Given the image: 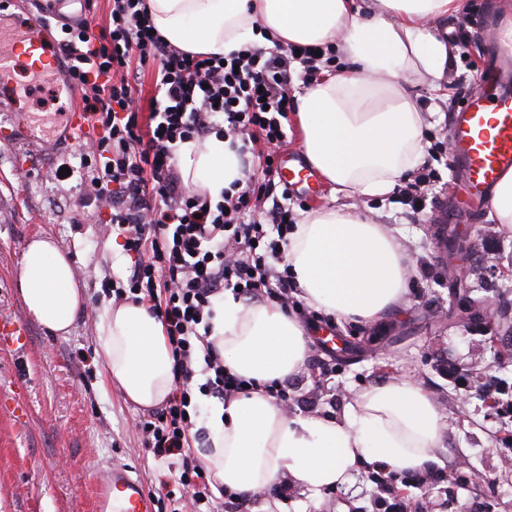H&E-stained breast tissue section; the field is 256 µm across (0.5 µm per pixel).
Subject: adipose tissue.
Masks as SVG:
<instances>
[{"label": "adipose tissue", "instance_id": "adipose-tissue-1", "mask_svg": "<svg viewBox=\"0 0 512 512\" xmlns=\"http://www.w3.org/2000/svg\"><path fill=\"white\" fill-rule=\"evenodd\" d=\"M460 0H147L158 33L180 49L224 55L274 42L330 44L349 63L296 94L295 122L306 163L346 195L382 196L421 160L426 116L409 83L441 89L453 55L433 27ZM186 182L220 200L242 179L229 140L210 137L178 150ZM286 259L305 305L351 322L384 321L406 300L411 264L391 231L336 207L309 213L288 240ZM19 283L28 314L68 335L88 302L72 260L54 239L32 238ZM224 365L264 384L301 373L308 351L303 322L269 303L226 296L215 309ZM95 353L130 402L152 408L173 390V359L160 320L142 304L105 306L95 322ZM202 459L227 491L265 495L291 483L311 496L344 485L362 464L430 472L448 424L413 377L393 375L350 390L341 416L288 415L262 392L215 403Z\"/></svg>", "mask_w": 512, "mask_h": 512}]
</instances>
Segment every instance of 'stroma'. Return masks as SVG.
I'll return each mask as SVG.
<instances>
[{
	"instance_id": "1",
	"label": "stroma",
	"mask_w": 512,
	"mask_h": 512,
	"mask_svg": "<svg viewBox=\"0 0 512 512\" xmlns=\"http://www.w3.org/2000/svg\"><path fill=\"white\" fill-rule=\"evenodd\" d=\"M92 6L97 22H105L110 0L76 4L65 14L44 15L45 0H0V16L28 21L42 19V36L56 47L61 23L77 19ZM512 15V0H461L458 14L448 20L449 36L464 33L467 48H455L441 90L416 82L407 90L426 112L430 132L446 138L444 110L449 99L464 102L478 84L471 67L482 66L486 35H497L504 15ZM55 70L33 78L16 70L12 84L26 104L16 113L15 128L36 130L49 151H32L0 141V311L25 320L29 347L14 353L0 350V395L16 400L27 416L14 425L0 414V512H91L90 487L101 466L129 465L144 483L154 479L152 458L141 447L132 425L141 407L127 401L107 383L92 351L93 323L105 299L104 274L124 278L132 265L129 255L112 252V234L106 232L108 207L92 210L84 223L74 221L76 190L73 182L60 181L54 171L68 155H77L64 113L79 111L78 98L56 90ZM434 169L436 181L428 192L426 209L412 216L394 193L379 197H347L324 184L318 195L291 198L290 209L303 216L316 206H346L387 225L410 260L430 262L429 281L410 284L407 301L385 324L337 322L326 329L343 337L349 352L336 353V373L315 388L319 374L305 369L295 377L297 400L291 414L339 416L349 389H360L401 372L412 376L432 396L445 415L448 430L445 449L434 475L424 484L409 486L414 496L434 503L447 499V478L459 459L469 463L466 482L455 495L466 512H512V475L499 471L501 458L512 459V415L500 406L512 404V361L500 360L484 345L480 323L451 318V290L455 284L469 288L475 300L497 305L495 322L505 343L512 345V277H494L486 271L489 260H512V230L495 223L491 209L476 222L462 220L448 182L452 155L436 151L423 157ZM459 225L470 238L472 257L462 280H455L445 263L444 242L431 221ZM48 235L56 239L73 261L78 282L90 296L69 335L51 336L29 320L19 292V263L27 241ZM480 362L485 373L478 389L462 391L448 377L453 359ZM320 380V379H319ZM497 449L488 458V449ZM376 486L369 467H361L343 485L311 498L297 486H276L269 498L286 502L288 512H372Z\"/></svg>"
}]
</instances>
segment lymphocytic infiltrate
I'll return each instance as SVG.
<instances>
[{"instance_id":"obj_1","label":"lymphocytic infiltrate","mask_w":512,"mask_h":512,"mask_svg":"<svg viewBox=\"0 0 512 512\" xmlns=\"http://www.w3.org/2000/svg\"><path fill=\"white\" fill-rule=\"evenodd\" d=\"M64 34L62 82L79 93L96 132L81 157L80 203L108 204L106 226L123 237L133 260L126 279L103 278L102 291L113 302L142 303L157 313L174 361L171 396L137 419L142 445L167 465L159 485L182 489L171 512H215L223 487L188 451L196 402L223 403L259 388L225 369L211 340L215 308L229 290L247 302L302 307L284 260L296 228L290 194L270 199L275 149L287 139L295 108L294 71L313 80L335 69L336 51L279 44L223 57L191 53L154 32L146 0H112L104 26L84 19ZM148 66L158 101L145 114L133 102L137 72ZM212 135L232 138L242 159L258 162L216 202L185 185L176 158L179 144ZM259 389L281 404L292 400L288 381Z\"/></svg>"}]
</instances>
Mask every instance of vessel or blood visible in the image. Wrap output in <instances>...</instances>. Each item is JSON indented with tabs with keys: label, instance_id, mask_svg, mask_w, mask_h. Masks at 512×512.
<instances>
[{
	"label": "vessel or blood",
	"instance_id": "obj_1",
	"mask_svg": "<svg viewBox=\"0 0 512 512\" xmlns=\"http://www.w3.org/2000/svg\"><path fill=\"white\" fill-rule=\"evenodd\" d=\"M22 31L0 27V74L18 65L15 47ZM459 164L456 192L464 204L487 202L502 177L512 172V66H494L458 112L450 129ZM293 191L315 195L319 183L315 172L302 161L288 170ZM29 343L27 326L10 314H0V349L17 351ZM96 512H153V499L133 470L111 464L94 489Z\"/></svg>",
	"mask_w": 512,
	"mask_h": 512
}]
</instances>
